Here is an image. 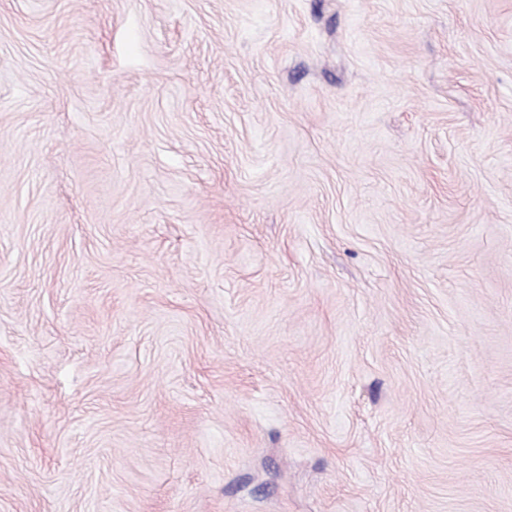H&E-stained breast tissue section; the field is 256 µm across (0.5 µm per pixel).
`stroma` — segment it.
Instances as JSON below:
<instances>
[{
    "mask_svg": "<svg viewBox=\"0 0 512 512\" xmlns=\"http://www.w3.org/2000/svg\"><path fill=\"white\" fill-rule=\"evenodd\" d=\"M0 512H512V0H0Z\"/></svg>",
    "mask_w": 512,
    "mask_h": 512,
    "instance_id": "1",
    "label": "stroma"
}]
</instances>
